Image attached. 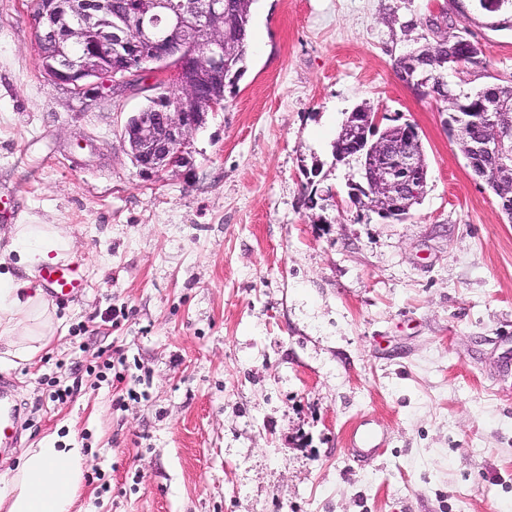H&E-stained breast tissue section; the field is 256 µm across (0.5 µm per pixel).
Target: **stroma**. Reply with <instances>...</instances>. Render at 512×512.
Instances as JSON below:
<instances>
[{
    "instance_id": "35a3bbf8",
    "label": "stroma",
    "mask_w": 512,
    "mask_h": 512,
    "mask_svg": "<svg viewBox=\"0 0 512 512\" xmlns=\"http://www.w3.org/2000/svg\"><path fill=\"white\" fill-rule=\"evenodd\" d=\"M33 11L0 0V225H64L87 286L34 363L0 361L24 425L0 475L50 442L88 457L74 512H512V221L393 70L435 17L483 48L451 84L504 83L512 28L468 0H254L193 167L154 181L121 138L145 94L47 80ZM364 103L423 142L400 220L332 153ZM365 419L388 441L360 465Z\"/></svg>"
}]
</instances>
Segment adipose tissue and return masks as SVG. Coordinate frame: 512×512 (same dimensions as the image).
<instances>
[{
  "instance_id": "adipose-tissue-1",
  "label": "adipose tissue",
  "mask_w": 512,
  "mask_h": 512,
  "mask_svg": "<svg viewBox=\"0 0 512 512\" xmlns=\"http://www.w3.org/2000/svg\"><path fill=\"white\" fill-rule=\"evenodd\" d=\"M72 239L59 224L0 228V356L34 360L54 337V321L38 281L42 266L67 258ZM86 456L81 448L45 446L0 475V512H73Z\"/></svg>"
}]
</instances>
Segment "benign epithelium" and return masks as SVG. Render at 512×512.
I'll return each mask as SVG.
<instances>
[{
    "label": "benign epithelium",
    "instance_id": "7a95c632",
    "mask_svg": "<svg viewBox=\"0 0 512 512\" xmlns=\"http://www.w3.org/2000/svg\"><path fill=\"white\" fill-rule=\"evenodd\" d=\"M224 6L219 0H195L170 10L168 0H136L126 6V17L134 20L133 26L103 24L102 16L112 12V0H46L43 13L52 20V34L64 35L80 41L82 52L76 58L67 55L52 62L40 59L41 68L48 80L67 87L71 94L90 98L98 85L116 91L131 87L135 77L150 72L155 82L145 88L155 91L150 101L159 102L175 88L178 106L172 112H136L131 115L122 131L130 147V155L141 174L159 177L170 169L192 164L191 136L202 127L207 112L224 106V84L213 79L223 69L224 32L212 24L223 16ZM168 16L180 37L159 47L151 61L134 68L138 45L152 40L151 27ZM100 27L93 42L81 41L82 34L92 27ZM209 31L208 40L198 39V31ZM118 55L129 61L130 71L104 72L99 68L100 57ZM406 65L402 82L417 97H426L432 91L431 76L420 68L418 48L402 55ZM443 102L448 104L445 124L461 128L465 118L459 110L468 108L440 79ZM207 87L210 94L200 103V91ZM512 105L496 103L492 110L481 113L488 128L486 137L477 141L465 153L475 176L485 178L488 168L495 167L512 172V123L507 120ZM380 117L367 114L361 125H346L342 137L358 141L366 153L362 180L348 183L349 195L364 196L373 200L372 210L383 218H403L409 208L418 203L425 193L426 183L418 180L419 161L416 154L404 149L393 162H388L391 144L384 137H368L365 126L378 129Z\"/></svg>",
    "mask_w": 512,
    "mask_h": 512
}]
</instances>
